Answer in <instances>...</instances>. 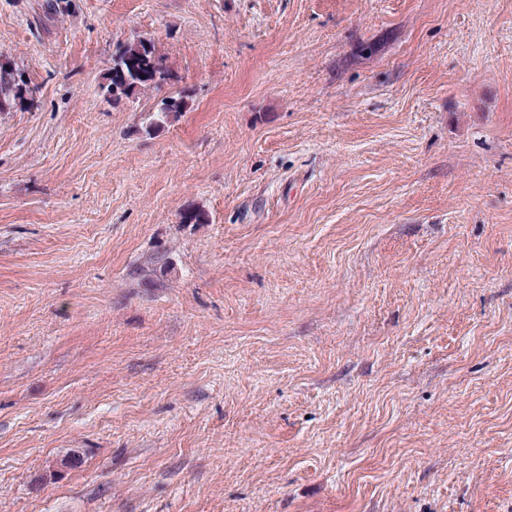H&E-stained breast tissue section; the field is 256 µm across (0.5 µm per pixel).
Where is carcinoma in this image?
I'll return each instance as SVG.
<instances>
[{
	"label": "carcinoma",
	"instance_id": "carcinoma-1",
	"mask_svg": "<svg viewBox=\"0 0 512 512\" xmlns=\"http://www.w3.org/2000/svg\"><path fill=\"white\" fill-rule=\"evenodd\" d=\"M173 80L167 56L156 42L145 36H136L116 46L112 65L99 84V96L114 107L137 93L158 89ZM30 93L24 74L0 59V113L25 106ZM194 92L183 88L161 99L155 106L154 124L164 123L189 107Z\"/></svg>",
	"mask_w": 512,
	"mask_h": 512
}]
</instances>
